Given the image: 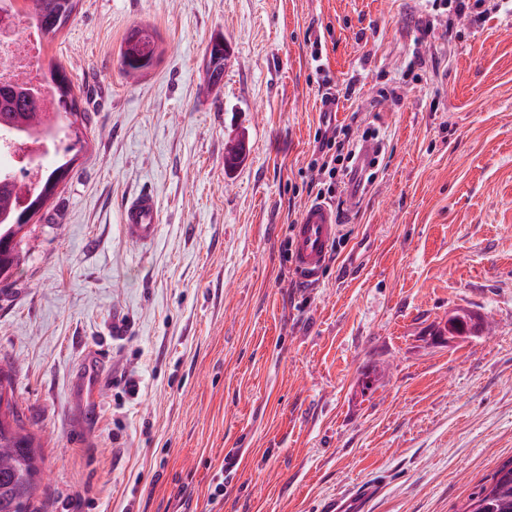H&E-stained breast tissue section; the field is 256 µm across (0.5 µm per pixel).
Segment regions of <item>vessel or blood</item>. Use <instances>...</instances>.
<instances>
[{
    "label": "vessel or blood",
    "mask_w": 512,
    "mask_h": 512,
    "mask_svg": "<svg viewBox=\"0 0 512 512\" xmlns=\"http://www.w3.org/2000/svg\"><path fill=\"white\" fill-rule=\"evenodd\" d=\"M376 151L375 144L363 143L359 151L360 167L350 175L348 193L358 199L363 190L362 169L368 166ZM121 221L127 237L139 244L151 243L159 229V210L155 196L142 192L125 201ZM336 236V215L327 205L309 204L298 224L292 225L291 259L302 280L315 281L327 259L329 247Z\"/></svg>",
    "instance_id": "vessel-or-blood-1"
}]
</instances>
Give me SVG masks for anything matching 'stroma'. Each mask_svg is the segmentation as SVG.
Instances as JSON below:
<instances>
[{
	"label": "stroma",
	"mask_w": 512,
	"mask_h": 512,
	"mask_svg": "<svg viewBox=\"0 0 512 512\" xmlns=\"http://www.w3.org/2000/svg\"><path fill=\"white\" fill-rule=\"evenodd\" d=\"M465 3L80 0L42 59L83 89L86 145L0 284L41 512H321L365 484L367 512H460L512 460V0ZM144 23L161 55L131 80L120 48ZM328 95L385 146L360 203L326 192L340 225L305 288L288 240ZM239 135L252 151L225 170ZM142 191L147 245L120 223ZM459 311L490 332L449 337ZM208 43L202 58V71L207 88L213 90L224 86V69L230 57H225L224 37L217 35ZM227 60V61H226ZM226 61V63H225ZM121 221L130 240L139 244L151 243L160 225L155 196L145 191L127 199L122 206Z\"/></svg>",
	"instance_id": "1"
}]
</instances>
